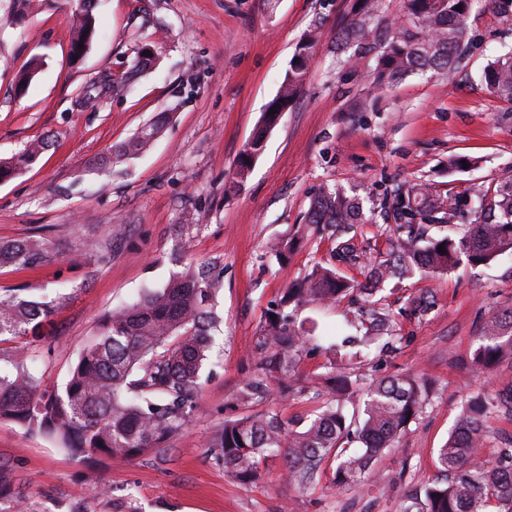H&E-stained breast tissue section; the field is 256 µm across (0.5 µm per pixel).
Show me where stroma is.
I'll list each match as a JSON object with an SVG mask.
<instances>
[{"mask_svg":"<svg viewBox=\"0 0 512 512\" xmlns=\"http://www.w3.org/2000/svg\"><path fill=\"white\" fill-rule=\"evenodd\" d=\"M95 0L98 33L72 58L73 0H39L17 14L0 0V159L34 140L50 145L21 176L0 182V241L34 236L49 253L39 266L0 267V290L30 289L53 306L42 336L0 343V364L24 351L44 388H60L103 317L165 285L182 263L216 264L222 286L211 357L189 424L163 454L79 458L50 438L0 419V476L11 495L0 512H401L437 480V451L468 399L512 381V362L480 371L472 354L485 324L512 310V259L460 262L443 274L387 281L379 306L392 349L360 355L329 346L368 320L359 292L293 308L317 350L299 353L293 390L269 384L264 410L288 422L326 402L328 371L370 378L412 375L430 385L427 406L351 488L329 478L302 488L282 458L242 483L213 463L210 444L225 420L251 414L237 395L257 370L256 340L272 302L314 265H336L351 282L363 262L390 248L387 191L425 182L452 196L512 179V105L489 94L485 68L512 50V7L473 0L469 44L450 75L415 74L386 89L374 54L349 65L335 53L341 27L365 20L380 33L404 19L403 0ZM318 41L298 96L268 133L247 178L243 152L310 29ZM149 68L131 73L142 48ZM40 68L24 94L16 78ZM118 83L97 108L76 104L102 76ZM167 122L150 151L112 165L113 147L158 113ZM327 186L356 198L365 217L350 235L359 264L336 260L331 230L306 223ZM291 241L286 257L278 245ZM432 304L413 310L420 295Z\"/></svg>","mask_w":512,"mask_h":512,"instance_id":"1","label":"stroma"}]
</instances>
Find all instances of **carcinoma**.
Instances as JSON below:
<instances>
[{
	"mask_svg": "<svg viewBox=\"0 0 512 512\" xmlns=\"http://www.w3.org/2000/svg\"><path fill=\"white\" fill-rule=\"evenodd\" d=\"M471 0H405L407 20L391 40L379 47L375 78L389 87L417 72L446 73L455 68L468 42L466 26ZM461 9H456V6ZM79 26L72 52H84L95 34L92 0H76ZM317 39L316 30L304 36L276 97L269 103L237 162L244 177L252 158L259 155L268 131L297 97ZM376 41L373 29L362 21L344 26L336 49ZM487 90L512 103V51L498 56L484 74ZM107 84L93 82L82 88L79 102L101 99ZM275 114H269V111ZM159 117L130 141L112 151L119 163L147 150L161 133ZM48 142L27 145L9 159H0V181L23 172L42 154ZM391 209L399 224L388 258L367 268L359 291L366 297L380 292L389 278L403 279L417 271L448 270L465 256L472 264H487L512 254V180L494 192L469 188L449 199L426 183L399 188ZM469 221L462 236L439 239L427 235L432 224ZM363 221L356 199L335 190L318 192L307 223L341 226ZM47 257L42 240L28 237L0 242V266L29 269ZM221 285L219 276L202 266L188 264L164 287L144 295L131 306L107 315L98 334L83 349L62 389H43L26 359L0 367V419L13 420L31 432L58 441L75 455L101 453L128 458L165 452V443L188 424L200 386V372L209 359L218 320L211 310ZM349 289L336 270L317 267L290 288L268 312L257 341L258 365L264 377L246 380L238 392L241 402L257 406L267 398L266 377L285 381L294 371L303 344L302 327L288 313V303L336 300ZM48 302L19 299L0 293V342L38 336L50 315ZM473 352L477 367L495 365L512 356V313L493 320L478 338ZM332 398L309 423L296 428L275 412L264 411L224 421L211 444L215 462L238 481L254 482L268 457H284L291 482L307 487L320 481L327 461L336 463L332 483L353 486L369 476L373 462L397 447L409 424L423 412L428 389L411 376L371 378L367 382L362 415L349 418L344 411L352 382L329 374L325 378ZM490 405L512 417V383L495 392ZM484 424L482 411L465 405L454 430L438 451L436 481L403 507L402 512H487L496 501L498 512H512V439L493 463H480Z\"/></svg>",
	"mask_w": 512,
	"mask_h": 512,
	"instance_id": "1",
	"label": "carcinoma"
}]
</instances>
